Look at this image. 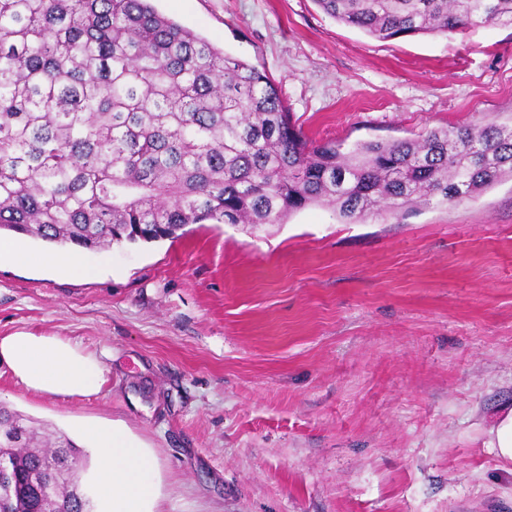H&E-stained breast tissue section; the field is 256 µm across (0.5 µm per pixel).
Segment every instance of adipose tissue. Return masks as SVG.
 <instances>
[{
    "instance_id": "obj_1",
    "label": "adipose tissue",
    "mask_w": 512,
    "mask_h": 512,
    "mask_svg": "<svg viewBox=\"0 0 512 512\" xmlns=\"http://www.w3.org/2000/svg\"><path fill=\"white\" fill-rule=\"evenodd\" d=\"M21 266L63 267L89 278L94 267L77 252H29L0 239V260ZM0 363L28 391L49 396H90L105 383V367L95 356L59 336L18 331L0 336ZM86 436L98 465L97 493L103 512H154L158 475L146 448L123 428L94 425Z\"/></svg>"
}]
</instances>
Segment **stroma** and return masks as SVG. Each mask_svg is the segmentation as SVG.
<instances>
[{
  "instance_id": "stroma-1",
  "label": "stroma",
  "mask_w": 512,
  "mask_h": 512,
  "mask_svg": "<svg viewBox=\"0 0 512 512\" xmlns=\"http://www.w3.org/2000/svg\"><path fill=\"white\" fill-rule=\"evenodd\" d=\"M266 70L342 149L512 114V27L381 41L314 0H153ZM84 280L0 262V336L101 360L89 397L0 365V406L62 432L114 422L153 456L156 512H512L481 429L512 405V179L456 205L343 223L191 224L84 251Z\"/></svg>"
}]
</instances>
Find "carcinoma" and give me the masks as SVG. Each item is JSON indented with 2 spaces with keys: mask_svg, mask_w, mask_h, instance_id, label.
<instances>
[{
  "mask_svg": "<svg viewBox=\"0 0 512 512\" xmlns=\"http://www.w3.org/2000/svg\"><path fill=\"white\" fill-rule=\"evenodd\" d=\"M381 41L512 26V0H314ZM512 177V117L371 140L309 139L266 71L150 0H0V231L101 251L189 224L352 223L454 205ZM88 458L0 407V512H89Z\"/></svg>",
  "mask_w": 512,
  "mask_h": 512,
  "instance_id": "1",
  "label": "carcinoma"
}]
</instances>
